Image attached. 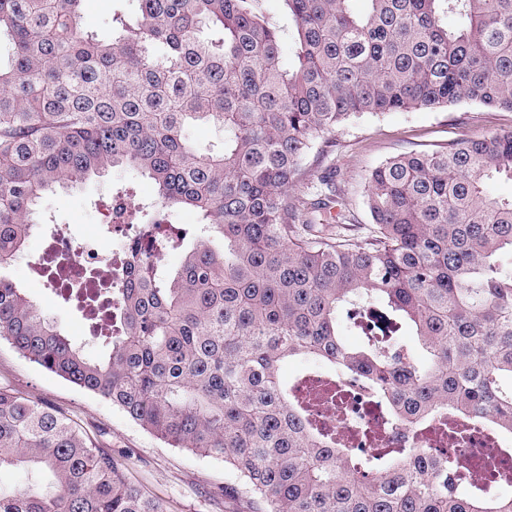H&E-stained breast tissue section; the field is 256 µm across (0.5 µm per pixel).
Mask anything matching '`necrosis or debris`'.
I'll return each mask as SVG.
<instances>
[{
  "label": "necrosis or debris",
  "mask_w": 512,
  "mask_h": 512,
  "mask_svg": "<svg viewBox=\"0 0 512 512\" xmlns=\"http://www.w3.org/2000/svg\"><path fill=\"white\" fill-rule=\"evenodd\" d=\"M293 396L306 408L311 423L330 434L337 447L377 455L414 444L438 459L467 460L473 492L512 489V433L491 423L454 417L450 423L456 433L437 425L415 432L392 419L367 385L336 380L320 369L302 373L293 385Z\"/></svg>",
  "instance_id": "1"
}]
</instances>
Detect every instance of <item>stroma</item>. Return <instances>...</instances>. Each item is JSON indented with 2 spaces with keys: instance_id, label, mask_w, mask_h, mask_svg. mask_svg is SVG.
<instances>
[{
  "instance_id": "obj_1",
  "label": "stroma",
  "mask_w": 512,
  "mask_h": 512,
  "mask_svg": "<svg viewBox=\"0 0 512 512\" xmlns=\"http://www.w3.org/2000/svg\"><path fill=\"white\" fill-rule=\"evenodd\" d=\"M136 0H84L82 23L99 38L112 36L114 10L134 14ZM512 132V112L460 105L445 112L411 110L381 118H363L335 133V145L323 156L306 159L313 175L333 172L344 192L353 222L349 234L367 236L373 229L364 204L368 171L384 159L402 152L435 150L459 137ZM133 186L130 208L151 201L152 183L124 169L104 178H92L43 196L40 209L52 216L69 237L78 239L100 231L104 222L102 202L122 186ZM48 238L32 232L16 261L1 274L23 288L41 314L87 352L98 346L87 336L88 323L74 302L64 301L48 287L46 277L35 271ZM0 387L20 391L25 397L50 406L76 421L103 450L121 457L131 480L147 494L162 500L167 512H256L253 494L223 461L170 447L135 423L120 407L84 391L20 356L0 340Z\"/></svg>"
}]
</instances>
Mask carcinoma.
<instances>
[{"mask_svg":"<svg viewBox=\"0 0 512 512\" xmlns=\"http://www.w3.org/2000/svg\"><path fill=\"white\" fill-rule=\"evenodd\" d=\"M112 38L81 25L82 0H0V271L36 223L38 200L131 168L150 209L190 208L206 233L181 266L158 255L185 237L131 214L135 266L113 287L58 253L42 266L99 341L88 354L0 274V339L119 406L173 448L220 459L264 512H512V496L468 494L458 462L407 448L381 468L314 428L279 375L304 356L372 387L394 418L424 428L453 409L512 431V132L462 137L385 159L365 178L373 234L354 238L333 176L293 192L303 160L364 117L461 104L512 112V0H284L283 36L257 0H139ZM455 23L448 24V18ZM197 121L224 125L203 151ZM339 208L338 226L320 222ZM224 250L212 247V234ZM383 305L422 352L347 345L350 311ZM0 512H165L70 420L0 388ZM189 139L201 149L221 148L224 144V127L219 123H198L188 128Z\"/></svg>","mask_w":512,"mask_h":512,"instance_id":"carcinoma-1","label":"carcinoma"}]
</instances>
